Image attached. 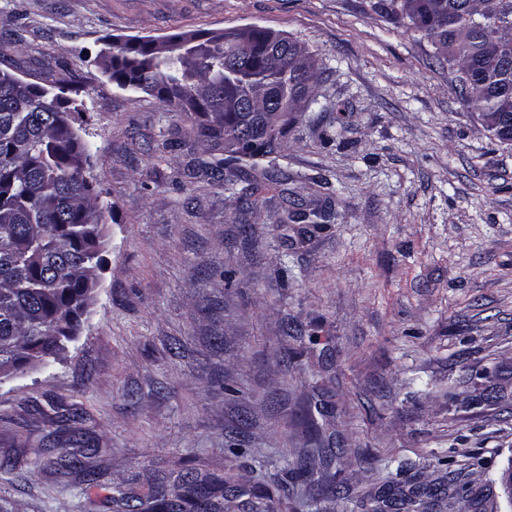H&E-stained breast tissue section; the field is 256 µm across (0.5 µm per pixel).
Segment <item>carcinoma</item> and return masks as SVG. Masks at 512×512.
<instances>
[{
  "label": "carcinoma",
  "mask_w": 512,
  "mask_h": 512,
  "mask_svg": "<svg viewBox=\"0 0 512 512\" xmlns=\"http://www.w3.org/2000/svg\"><path fill=\"white\" fill-rule=\"evenodd\" d=\"M387 17L426 38L439 60L456 72L463 106L475 112L502 143L512 142V0H387ZM315 62L297 44L270 49L269 30L252 26L235 47L213 38L170 55L158 56L146 44L112 52L104 72L122 88L139 90L171 107L173 95L187 97L202 84L210 89L201 117L193 119L198 138L221 158L209 164L228 172L247 159L270 157L281 137L263 139L256 152L224 155V139L243 133L245 116L226 110L236 97L252 96L254 112H298L317 102L312 80ZM0 71V368L19 365L29 346L54 356L53 320L61 306L79 301L84 268L100 264L85 248L87 219L102 215L93 197L95 177L74 164L91 157L78 130L50 140L54 120L80 114L65 96L35 83L15 87ZM306 481L311 498L334 488L327 471L315 475L311 458L292 471ZM179 503L168 492L153 495L156 512H210L214 499L230 490L217 478L187 473Z\"/></svg>",
  "instance_id": "1"
}]
</instances>
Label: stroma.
I'll return each instance as SVG.
<instances>
[{
    "label": "stroma",
    "instance_id": "35a3bbf8",
    "mask_svg": "<svg viewBox=\"0 0 512 512\" xmlns=\"http://www.w3.org/2000/svg\"><path fill=\"white\" fill-rule=\"evenodd\" d=\"M248 25L318 64L320 105L258 190L266 160L214 181L186 116L93 63ZM0 70L69 81L105 234L79 336L0 382V512H115L190 469L252 512L316 431L343 496L299 480L273 512H371L390 484L428 512H512V146L426 39L371 0H0ZM294 201L334 217L291 220Z\"/></svg>",
    "mask_w": 512,
    "mask_h": 512
}]
</instances>
